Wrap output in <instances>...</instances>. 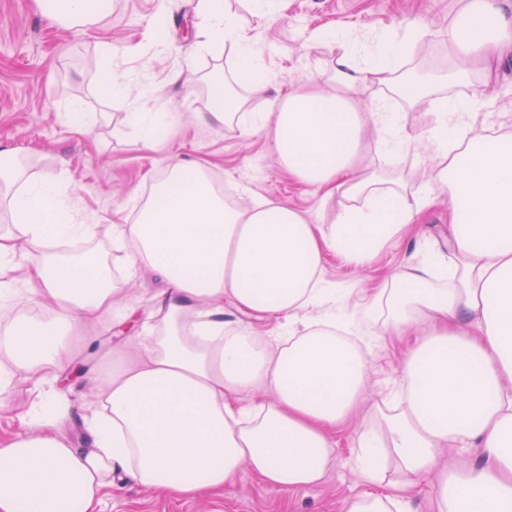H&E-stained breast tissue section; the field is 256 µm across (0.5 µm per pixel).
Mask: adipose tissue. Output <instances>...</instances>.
Segmentation results:
<instances>
[{
    "label": "adipose tissue",
    "mask_w": 512,
    "mask_h": 512,
    "mask_svg": "<svg viewBox=\"0 0 512 512\" xmlns=\"http://www.w3.org/2000/svg\"><path fill=\"white\" fill-rule=\"evenodd\" d=\"M35 3L64 28L97 25L112 11V0ZM197 16L208 45H232L249 83L265 88V59L223 0H198ZM426 33L419 18L368 43L344 27L315 30L314 40L339 48L335 88L288 95L274 112H240L223 76L210 78L206 120L236 119L246 134L272 128L283 167L325 197L360 203L332 224H312L274 200L227 204L197 165L171 164L135 222L111 227L113 248L130 251L126 279L146 266L162 278L153 305L164 322L140 336L142 364L116 363L108 377L89 378L85 449L60 435L65 403L49 386L68 366L84 317L128 318L135 309L117 306L99 256L62 251L96 230L76 187L62 176H27L19 155L0 149V200L10 216L0 229V303L34 299L51 310L0 335V384L23 370L45 388L25 412L26 432L0 448V512H93L118 473L183 499L232 484L244 464L281 491L320 482L335 460L328 431L367 386V353L348 339L374 333L348 314L324 258L367 264L432 206L437 187L454 202L446 241L454 282L430 287L442 268L429 239H418L383 326L413 339L394 392L402 408L382 429L364 430L353 465L367 489L343 512H411L410 491L431 471L436 512H512V135L473 134L466 118L485 105V91L438 98L435 123L420 138L440 158L431 187L410 200L363 168L368 142L395 155L420 140L386 104L364 112L356 96L372 84L425 99L399 72ZM448 46L465 69L490 75L512 52V0H456ZM32 246L42 247L40 260L21 266ZM228 303L239 320H225ZM273 317L286 320L278 335L253 336L252 320ZM447 446L480 449L481 458L438 467ZM391 459L400 477L389 482Z\"/></svg>",
    "instance_id": "obj_1"
}]
</instances>
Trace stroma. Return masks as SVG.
I'll use <instances>...</instances> for the list:
<instances>
[{
    "mask_svg": "<svg viewBox=\"0 0 512 512\" xmlns=\"http://www.w3.org/2000/svg\"><path fill=\"white\" fill-rule=\"evenodd\" d=\"M226 6L250 29L264 55L273 75L265 89L253 90L241 78L232 47L218 52L206 47L204 36L188 33V26L196 21V0H112L111 14L96 27L70 29L43 19L34 0H0V149L11 148L24 155L31 174L62 173L78 187L82 204L96 224L95 237L84 247L107 263L114 280L122 279L126 255L113 250L111 225L131 223L134 200L155 185L162 169L178 161L209 167L212 175L234 186V199L242 207L254 199H272L319 224L356 204L355 199L340 195L323 202L320 192L288 173L278 160L272 129L246 136L236 120L221 125L204 122L200 114L208 109L205 81L209 75L224 74L241 111L268 112L277 109L289 92L310 89L311 75H320V90H331L334 52L310 40L311 30L342 26L362 32L376 26L395 27L413 16L427 21L430 34L417 44L407 67H428L427 52L433 47L439 49L443 66L454 63L445 40L454 0H280L273 19L253 15L248 0H226ZM159 13L166 16V45L133 62L130 89L135 92L149 86L153 95L144 100V107L172 103L177 114L171 130L147 149L128 123L126 105L101 91L98 46L109 42L116 53H123L143 41L149 20ZM187 57L192 58L195 70L179 73ZM488 94V105L469 118L474 131L512 134V60L501 68ZM382 99L411 134L431 127L430 104L413 107L392 91L373 85L358 97L364 111ZM78 102L94 115L83 134L72 132L65 117ZM364 162L409 194L427 186L438 158L432 147L416 146L390 159L371 145L364 152ZM448 208L447 195H440L437 204L405 230L400 241L379 251L368 266L357 269L328 255L326 279L350 289V308L356 313L373 298L387 297L395 286V275L405 268L414 250L416 236L424 232L439 241L447 233ZM161 285V279L148 271L126 283L123 298L136 307L139 320L160 323L162 316L154 311L150 296ZM116 326L108 313L83 321L71 362L82 374L56 385L68 402L62 427L73 447L90 445L82 420L85 376L101 374L118 356L134 358L141 353L134 334H116ZM407 345V339L397 337L376 342L368 356L369 390L357 410L333 430L336 462L320 484L284 492L260 484L244 467L235 483L224 490L178 499L126 479L106 491L98 512H342L345 500L365 489L350 462L359 450L361 433L372 426L373 407L381 390L401 376ZM35 396L24 372H16L4 395L9 407L0 410L1 440L23 429L14 404Z\"/></svg>",
    "mask_w": 512,
    "mask_h": 512,
    "instance_id": "1",
    "label": "stroma"
}]
</instances>
